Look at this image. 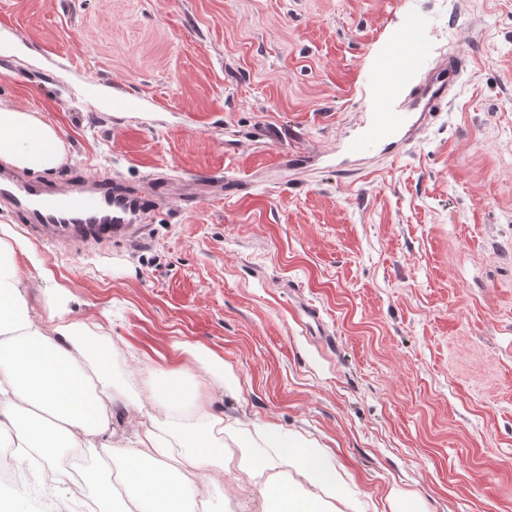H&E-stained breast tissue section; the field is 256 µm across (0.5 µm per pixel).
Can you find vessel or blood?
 <instances>
[{
  "mask_svg": "<svg viewBox=\"0 0 512 512\" xmlns=\"http://www.w3.org/2000/svg\"><path fill=\"white\" fill-rule=\"evenodd\" d=\"M406 53L388 50L378 81L377 106L371 127L361 137L348 140L346 151L362 156L377 145L392 155L405 146L453 100L458 77L469 67V52L458 47L441 59L424 81L409 85L406 111L394 108L389 88L408 84L412 61L422 50L413 29L398 38ZM0 202L27 224L33 235H51L54 243L83 249L101 248L115 240H141L148 231L142 217L148 209V194L112 185L105 177H92L49 187L6 171H0Z\"/></svg>",
  "mask_w": 512,
  "mask_h": 512,
  "instance_id": "1",
  "label": "vessel or blood"
}]
</instances>
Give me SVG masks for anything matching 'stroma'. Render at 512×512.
<instances>
[{
	"mask_svg": "<svg viewBox=\"0 0 512 512\" xmlns=\"http://www.w3.org/2000/svg\"><path fill=\"white\" fill-rule=\"evenodd\" d=\"M419 17L413 81L459 45L472 64L401 156L351 157ZM3 106L65 142L43 183L154 198L139 242H31L114 379L198 372L180 346H204L237 381L204 386L213 409L327 450L336 512H512V0H0ZM212 498L270 507L228 476Z\"/></svg>",
	"mask_w": 512,
	"mask_h": 512,
	"instance_id": "35a3bbf8",
	"label": "stroma"
}]
</instances>
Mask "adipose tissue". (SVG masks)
Here are the masks:
<instances>
[{
    "label": "adipose tissue",
    "mask_w": 512,
    "mask_h": 512,
    "mask_svg": "<svg viewBox=\"0 0 512 512\" xmlns=\"http://www.w3.org/2000/svg\"><path fill=\"white\" fill-rule=\"evenodd\" d=\"M66 148L41 113L0 109V160L29 174L55 171ZM27 249L0 224V447L32 458L40 471L59 466V448H92L99 465L71 485L73 498L93 488L96 503L116 500L124 512H220L209 497L215 475L229 473L242 490L276 481L278 512H321V496L340 477L324 450L270 424L225 419L180 366L112 379V349L90 340L88 326L65 316L67 297L47 273L19 260ZM138 416L132 448L111 440L116 404ZM239 456H230V449ZM117 464L116 475L102 461Z\"/></svg>",
    "instance_id": "1"
}]
</instances>
